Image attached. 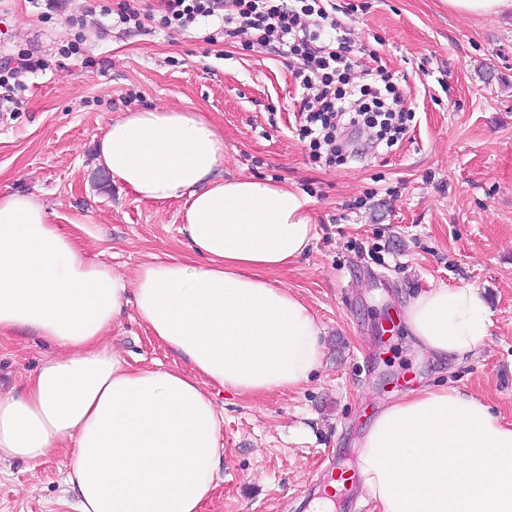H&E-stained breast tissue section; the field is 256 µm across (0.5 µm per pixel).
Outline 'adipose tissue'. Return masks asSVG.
I'll list each match as a JSON object with an SVG mask.
<instances>
[{
	"mask_svg": "<svg viewBox=\"0 0 512 512\" xmlns=\"http://www.w3.org/2000/svg\"><path fill=\"white\" fill-rule=\"evenodd\" d=\"M96 163L142 199H184L192 255L154 258L130 281L84 258L32 197L0 195V334L27 330L60 350L20 392L0 393V462L69 449L62 481L77 512H201L223 452L214 390L291 392L322 365L316 318L271 278L313 241L310 201L221 176L224 140L193 112L122 114ZM130 305L178 365L134 366L112 349ZM404 319L422 350L462 357L490 312L476 287L442 285L412 296ZM358 470L377 512H512V424L426 387L374 418Z\"/></svg>",
	"mask_w": 512,
	"mask_h": 512,
	"instance_id": "1",
	"label": "adipose tissue"
}]
</instances>
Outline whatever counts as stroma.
I'll list each match as a JSON object with an SVG mask.
<instances>
[{
  "label": "stroma",
  "instance_id": "stroma-1",
  "mask_svg": "<svg viewBox=\"0 0 512 512\" xmlns=\"http://www.w3.org/2000/svg\"><path fill=\"white\" fill-rule=\"evenodd\" d=\"M70 0L40 15L0 0V61L31 52L14 111H0V194L43 205L76 229L87 258L126 277L154 255H185L184 202L139 199L95 163L122 113L163 106L197 113L224 140L225 177L269 179L312 201L315 239L271 278L318 319L324 360L293 393H216L224 457L203 512H309L332 469L355 465L357 443L386 405L428 385L451 386L512 423V16L449 14L445 0H330L364 81L393 76L413 119L390 149L336 168L313 164L294 126L300 93L286 59L248 36L208 43L205 27L163 29L161 0L141 30L113 26L102 7ZM79 57H66L68 45ZM363 208H353L356 199ZM480 291L492 324L475 354L440 359L404 322L412 295L438 285ZM134 365L174 357L127 308L111 336ZM55 348L0 335V390ZM60 453L0 465V512H75Z\"/></svg>",
  "mask_w": 512,
  "mask_h": 512
}]
</instances>
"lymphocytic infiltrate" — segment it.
<instances>
[{"mask_svg": "<svg viewBox=\"0 0 512 512\" xmlns=\"http://www.w3.org/2000/svg\"><path fill=\"white\" fill-rule=\"evenodd\" d=\"M217 20L209 42L249 35L257 45L288 58L302 90L297 126L313 163L328 167L358 160L355 145L373 131L372 146L393 147L411 118L390 77L381 83L356 81L357 50L324 0H164L160 25L186 28Z\"/></svg>", "mask_w": 512, "mask_h": 512, "instance_id": "1", "label": "lymphocytic infiltrate"}]
</instances>
